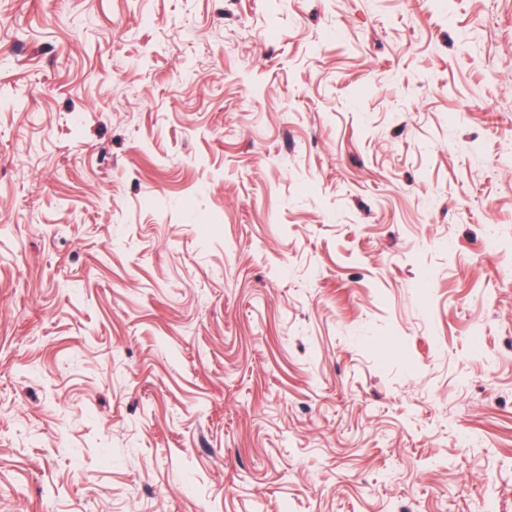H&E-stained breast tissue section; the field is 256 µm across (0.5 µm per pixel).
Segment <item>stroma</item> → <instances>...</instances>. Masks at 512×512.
Returning <instances> with one entry per match:
<instances>
[{"mask_svg": "<svg viewBox=\"0 0 512 512\" xmlns=\"http://www.w3.org/2000/svg\"><path fill=\"white\" fill-rule=\"evenodd\" d=\"M512 0H0V512H512Z\"/></svg>", "mask_w": 512, "mask_h": 512, "instance_id": "35a3bbf8", "label": "stroma"}]
</instances>
